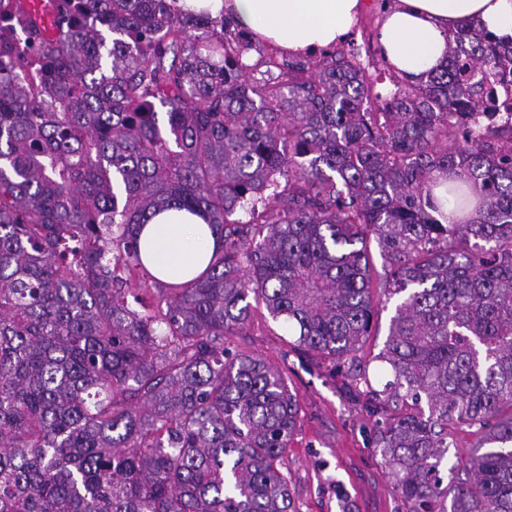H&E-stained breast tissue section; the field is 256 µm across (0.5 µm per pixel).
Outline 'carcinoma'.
Returning <instances> with one entry per match:
<instances>
[{"instance_id":"1","label":"carcinoma","mask_w":512,"mask_h":512,"mask_svg":"<svg viewBox=\"0 0 512 512\" xmlns=\"http://www.w3.org/2000/svg\"><path fill=\"white\" fill-rule=\"evenodd\" d=\"M54 7L47 44L0 0V512H299V398L224 337L262 304L334 363L393 298L392 379L350 397L407 512H512V39L468 22L416 83L381 47L377 75L340 48L249 64L248 32L173 0ZM450 175L477 221L433 205ZM170 209L219 240L186 284L141 255ZM450 424L480 432L451 466Z\"/></svg>"}]
</instances>
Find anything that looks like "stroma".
I'll list each match as a JSON object with an SVG mask.
<instances>
[{
	"instance_id": "35a3bbf8",
	"label": "stroma",
	"mask_w": 512,
	"mask_h": 512,
	"mask_svg": "<svg viewBox=\"0 0 512 512\" xmlns=\"http://www.w3.org/2000/svg\"><path fill=\"white\" fill-rule=\"evenodd\" d=\"M381 0H362V10L340 46L357 53L366 70L379 64ZM392 309L381 310L373 336L353 361L332 363L293 345L287 327L264 307L254 308L240 333L224 339L232 353L262 358L279 369L300 400V419L285 459L300 512H406L379 452L372 444L373 421L351 401L347 385L351 362L361 363L372 386L390 378L378 358L387 338Z\"/></svg>"
}]
</instances>
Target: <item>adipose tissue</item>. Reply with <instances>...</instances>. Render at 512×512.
<instances>
[{"mask_svg":"<svg viewBox=\"0 0 512 512\" xmlns=\"http://www.w3.org/2000/svg\"><path fill=\"white\" fill-rule=\"evenodd\" d=\"M176 6L230 17L259 40L302 55L341 40L362 0H176ZM472 20L510 38L512 0H395L378 38L396 70L421 82L445 65L449 34ZM140 246L158 278L184 283L205 270L216 241L199 217L167 210L143 227Z\"/></svg>","mask_w":512,"mask_h":512,"instance_id":"obj_1","label":"adipose tissue"}]
</instances>
